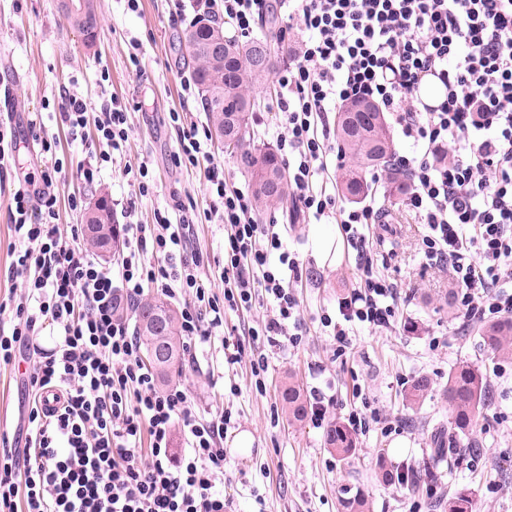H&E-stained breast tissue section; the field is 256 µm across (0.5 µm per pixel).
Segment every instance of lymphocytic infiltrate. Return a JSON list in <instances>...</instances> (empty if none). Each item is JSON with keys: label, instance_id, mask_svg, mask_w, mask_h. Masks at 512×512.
Instances as JSON below:
<instances>
[{"label": "lymphocytic infiltrate", "instance_id": "obj_1", "mask_svg": "<svg viewBox=\"0 0 512 512\" xmlns=\"http://www.w3.org/2000/svg\"><path fill=\"white\" fill-rule=\"evenodd\" d=\"M221 8L241 35L270 12L267 0H204ZM302 37L295 60L279 70L277 121L270 129L288 168L294 206L304 216H334L357 251L361 283L322 316L336 356L355 326L389 327L400 301L396 285L373 268L370 225L382 209L366 202L337 208L326 175L342 155L331 141L330 112L367 97L390 112L407 154L394 165L409 177L405 208L424 224L427 260L448 264L456 304L469 319L512 314V0H279ZM438 78L444 99L421 105L425 77ZM179 148L175 166L206 164L212 199L204 217L224 227L223 296L191 248L195 220L177 203L151 224L128 223L117 268L102 266L82 231L62 232L49 190L63 162L40 139L42 165L14 188L12 227L19 246L7 278L19 292L0 302V364L31 350L33 366L25 454L0 450V512H229L216 489L224 478L228 412L203 420L186 390L158 389L141 346L116 315L156 291L184 298L182 334L195 350L224 331L226 310H250L258 294L272 313L248 327L247 342L226 353L238 363L246 344L299 345L302 321L296 257L284 252L273 224L257 223L249 192L227 183L208 149V134L169 115ZM89 159L95 183L103 163L128 140V114L103 102ZM53 405H43L44 395ZM186 446L173 453L172 433Z\"/></svg>", "mask_w": 512, "mask_h": 512}]
</instances>
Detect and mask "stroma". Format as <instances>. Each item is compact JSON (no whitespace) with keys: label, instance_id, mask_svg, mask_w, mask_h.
Masks as SVG:
<instances>
[{"label":"stroma","instance_id":"35a3bbf8","mask_svg":"<svg viewBox=\"0 0 512 512\" xmlns=\"http://www.w3.org/2000/svg\"><path fill=\"white\" fill-rule=\"evenodd\" d=\"M173 9L172 0H138L134 11L126 0H98L97 41L89 47L65 17L60 0H0V110L10 113L18 139L30 146L20 162L0 168V300L12 290L6 271L16 241L10 208L17 175L40 163L39 151L31 147L33 114H41L43 131L55 137L63 162L51 187L62 228L84 220L83 208L70 207L72 197L86 205L102 195L123 201L135 193L118 166L109 163L103 164L94 185L77 175L88 160L85 142L95 135L100 105L110 98L128 112L126 162L147 163L154 178L152 192L139 199L132 219L153 223L156 211L177 201L199 214L208 210L205 166L178 168L172 162L178 143L169 112H181L188 123L207 122L200 97L186 96L181 86L182 75L191 71L179 48L188 23L173 20ZM135 43L140 55L134 63L129 52ZM67 92L88 104L85 141L73 139L57 114ZM372 195L389 213L387 224L375 229L388 240L374 250V267L401 292L392 329H357L350 351L335 357L334 340L320 317L337 316L339 298L359 284L356 252L333 219L313 223L299 218L289 224L281 211L271 210L261 223L284 225L285 248L297 254L309 273L307 284L296 291L305 328L300 345L267 349L262 392L255 388L249 361L232 370L225 367L218 341L199 348L197 363L183 361L174 382L187 389L202 416L224 408L232 413L236 427L224 439L222 489L235 512H340V501L358 493L368 498L372 512H448L449 499L463 492L472 497L474 512H512V359L496 357L484 347L481 321H464L454 306L456 284L449 272L427 265L420 248L423 228L405 209L403 194L390 193L380 180ZM324 231L332 235L325 246L319 243ZM193 246L209 261L204 277L214 291H222L223 226L196 224ZM460 362L478 367L489 384L492 403L476 433L480 453H471L464 442L454 468L440 466L419 488L382 484L379 465L423 467L432 426L449 419L442 390L449 371ZM290 372L304 390L317 387L333 397L329 420L344 421L354 409L380 415V422H369L358 433L351 459L341 460L326 448L324 429L308 421L288 425L279 392ZM420 376L428 378L430 390L420 403H409L406 390ZM26 405L21 369L0 366V435L7 437L8 447L25 445ZM243 431L253 437L245 454L232 449Z\"/></svg>","mask_w":512,"mask_h":512}]
</instances>
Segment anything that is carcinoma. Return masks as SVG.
Masks as SVG:
<instances>
[{
    "label": "carcinoma",
    "mask_w": 512,
    "mask_h": 512,
    "mask_svg": "<svg viewBox=\"0 0 512 512\" xmlns=\"http://www.w3.org/2000/svg\"><path fill=\"white\" fill-rule=\"evenodd\" d=\"M85 10L73 15L70 21L81 34L89 35L86 23L98 19L96 0H84ZM224 31V24L216 19L195 22L184 32L183 42L193 41L195 50L182 54L183 60L193 68L195 81L203 107L208 112L212 134L217 135L230 127L233 139L225 144L231 149L241 168L250 176L255 209L259 213L282 209L290 213L291 185L284 178L279 190L266 193L261 190L263 181L271 176L286 173V168L269 146L257 145L251 138L252 93L270 73L271 60L260 61L252 48L267 37H253L241 41L229 38L225 41V63L216 65L210 54V40L214 33ZM232 73L231 80L224 78V70ZM347 105L339 107L336 116V138L348 158L349 169L343 175L342 191L353 202L362 200L369 192L365 173L381 170L387 173L390 191L401 192L407 185L406 173L393 168L394 142L384 113H378L375 121L368 122L360 112L346 111ZM121 317L134 319L135 334L146 353H156L161 360L154 370L163 383L170 382L171 374L179 372L185 351L180 332L179 315L159 297H148L130 307L120 308ZM484 346L503 358L512 357V318L485 325L480 328ZM443 396L450 410V428L436 424L432 428V448L426 468L436 469L451 459L456 451V437L472 435L477 431L480 417L488 406L490 397L488 383L474 366L459 364L448 374V384ZM280 399L288 424L302 423L309 412V403L294 375H288ZM325 446L335 451L343 460H348L356 449L354 434L343 424L329 426L325 435Z\"/></svg>",
    "instance_id": "1"
}]
</instances>
